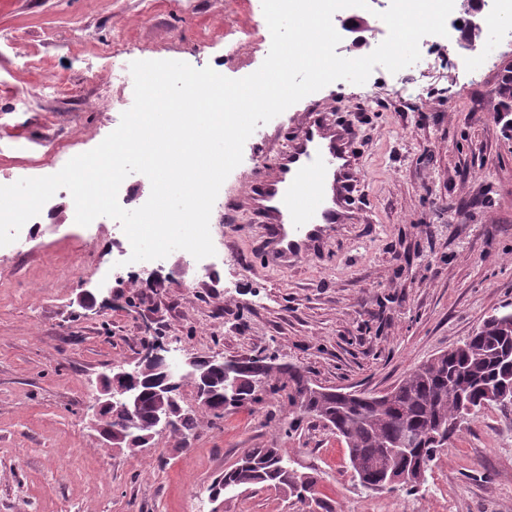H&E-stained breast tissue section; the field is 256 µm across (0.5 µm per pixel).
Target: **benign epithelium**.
Instances as JSON below:
<instances>
[{
  "instance_id": "benign-epithelium-1",
  "label": "benign epithelium",
  "mask_w": 512,
  "mask_h": 512,
  "mask_svg": "<svg viewBox=\"0 0 512 512\" xmlns=\"http://www.w3.org/2000/svg\"><path fill=\"white\" fill-rule=\"evenodd\" d=\"M167 348L158 340L149 341L144 347L138 363L132 368L118 365L112 368L110 385L103 388L93 406V417L97 419L98 429L104 431L105 438L114 447L132 444L134 441L150 440L154 433L176 431L179 427L180 410L174 409L177 376L163 370ZM161 372L154 389L156 403L149 424L141 419L142 393L137 388L138 377L147 367ZM183 366L196 377L194 390L197 405L207 407L217 392L212 375L224 377V400L230 405L243 402L239 394V374L242 368L239 362L222 357H187ZM423 479L422 471L393 469L382 477L380 489H388L397 484H411Z\"/></svg>"
}]
</instances>
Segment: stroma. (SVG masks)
Instances as JSON below:
<instances>
[{"mask_svg": "<svg viewBox=\"0 0 512 512\" xmlns=\"http://www.w3.org/2000/svg\"><path fill=\"white\" fill-rule=\"evenodd\" d=\"M225 0H0V180L62 169L96 147L134 101L133 86L93 81L115 58L188 59L229 78L256 71L270 45L229 56L213 24ZM82 30L74 41L73 30ZM480 77L439 57L415 96L375 67L365 84L335 81L294 104L349 125L363 176L354 195L368 221L328 240L315 258L271 271L260 223L236 202L247 172L225 180L210 218V273L149 276L117 266L122 237L96 238L71 220L72 198L45 205L24 251L0 253V512H210V485L250 448L277 444L316 479L333 512H512V422L489 406L441 450L421 491L363 490L344 443L320 421L294 420L285 394L214 422L180 389L195 427L157 433L137 452L107 446L90 407L103 374L135 363L149 337L178 357L273 356L318 386L381 394L411 369L512 310V136L487 103L512 69L498 31L481 42ZM63 75L73 92L28 99L24 88ZM250 136L268 157L296 132L280 114ZM63 148L47 152L46 143ZM91 298H84V291ZM224 512H302L287 493L256 487Z\"/></svg>", "mask_w": 512, "mask_h": 512, "instance_id": "35a3bbf8", "label": "stroma"}]
</instances>
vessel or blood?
<instances>
[{"instance_id": "b4317fda", "label": "vessel or blood", "mask_w": 512, "mask_h": 512, "mask_svg": "<svg viewBox=\"0 0 512 512\" xmlns=\"http://www.w3.org/2000/svg\"><path fill=\"white\" fill-rule=\"evenodd\" d=\"M361 172L349 126L319 112L269 161L248 167L241 206L263 219L268 268L310 259L340 226L363 222L354 196Z\"/></svg>"}]
</instances>
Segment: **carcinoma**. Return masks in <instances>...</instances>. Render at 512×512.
<instances>
[{
	"instance_id": "1",
	"label": "carcinoma",
	"mask_w": 512,
	"mask_h": 512,
	"mask_svg": "<svg viewBox=\"0 0 512 512\" xmlns=\"http://www.w3.org/2000/svg\"><path fill=\"white\" fill-rule=\"evenodd\" d=\"M242 375L240 393L245 397L253 395L252 383L260 377L265 391L288 392L296 418L323 421L345 443L359 485L374 493V479L387 470L410 469L419 462L428 466L440 450L453 445L462 427L450 432L448 423L458 419L466 403L512 393V312L486 318L470 336L414 367L380 396L355 394L341 400L316 393L307 389L308 378L300 368L281 363L272 372L265 359L245 361ZM407 434H417L421 441L390 456V449L400 448ZM315 484L313 476L293 467L272 443L250 449L224 470L210 494L261 485L297 498L309 507L307 512H325V503L315 497Z\"/></svg>"
}]
</instances>
